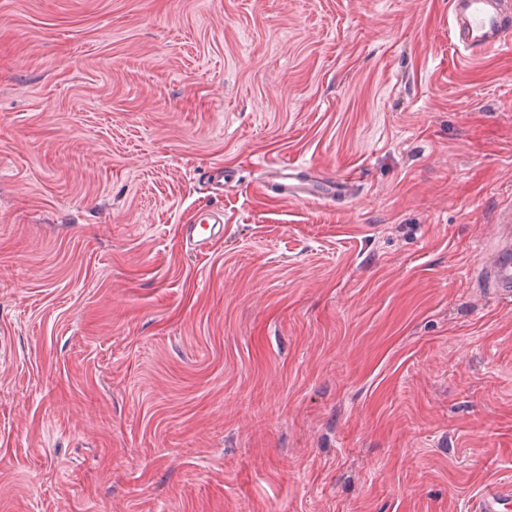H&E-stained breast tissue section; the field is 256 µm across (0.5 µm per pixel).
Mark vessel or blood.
I'll return each mask as SVG.
<instances>
[{
	"mask_svg": "<svg viewBox=\"0 0 512 512\" xmlns=\"http://www.w3.org/2000/svg\"><path fill=\"white\" fill-rule=\"evenodd\" d=\"M452 34L467 54L490 51L512 32V13L505 0H449ZM280 196L296 200L332 199L345 195L348 178L302 176L296 166L285 164L274 171ZM221 219L210 211H198L193 224L186 227V243L196 253L207 254L223 238ZM470 512H512V489L495 484L486 486L471 502Z\"/></svg>",
	"mask_w": 512,
	"mask_h": 512,
	"instance_id": "vessel-or-blood-1",
	"label": "vessel or blood"
}]
</instances>
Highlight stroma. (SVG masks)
Here are the masks:
<instances>
[{"label": "stroma", "instance_id": "stroma-1", "mask_svg": "<svg viewBox=\"0 0 512 512\" xmlns=\"http://www.w3.org/2000/svg\"><path fill=\"white\" fill-rule=\"evenodd\" d=\"M448 22L0 0V512H467L512 485V296L479 273L512 37L466 57ZM285 162L353 192H262ZM224 237L221 218H216L211 211L200 209L193 224H186V243L196 253L207 254L211 248Z\"/></svg>", "mask_w": 512, "mask_h": 512}]
</instances>
